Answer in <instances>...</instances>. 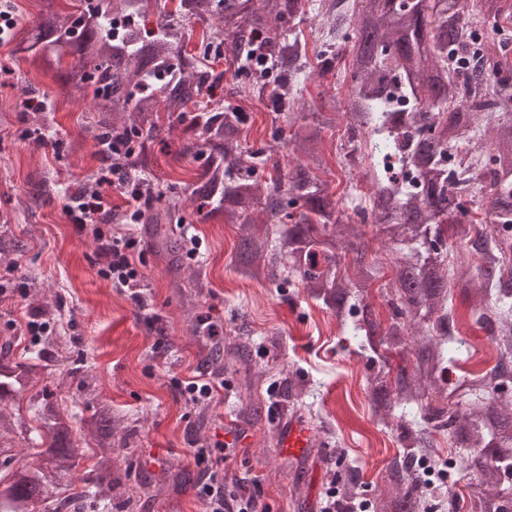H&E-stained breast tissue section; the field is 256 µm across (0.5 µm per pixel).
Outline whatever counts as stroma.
<instances>
[{
	"instance_id": "1",
	"label": "stroma",
	"mask_w": 512,
	"mask_h": 512,
	"mask_svg": "<svg viewBox=\"0 0 512 512\" xmlns=\"http://www.w3.org/2000/svg\"><path fill=\"white\" fill-rule=\"evenodd\" d=\"M12 83L0 86V224H7L23 247L15 267L0 261V341L13 337L16 358L36 357L26 330L43 304L61 309L65 344L48 357L47 384L64 405L89 417L96 403L107 402L134 428L118 464L130 471L112 512H205L198 496L202 478L193 451L227 445L224 492L248 489L264 512H323L337 471L358 476V512L386 489V468L400 452L397 431L374 418L367 393L370 361L358 337L339 328L322 305L303 288L279 289L238 273L233 265L238 225L221 220L202 223L184 210V238L200 249L183 259L180 272L148 239L144 225L127 226V196L114 186L103 189L112 214L113 233L132 232L144 254L142 303L103 278L95 234L72 224L69 210L92 175L106 163L87 127L92 115L82 98L60 93L48 77L31 80L29 64L12 57L0 42V67ZM224 58L215 70L224 79L214 91L220 106L240 107L249 117L250 148L269 147L277 129L270 110L248 94H235L236 80ZM33 91L19 95L22 86ZM44 133V144L33 136ZM328 167L321 178L343 204L368 196L361 173L343 161L344 123L325 133ZM45 177L47 196L32 182ZM42 287L32 296L30 283ZM248 346L251 364L264 374L254 396L264 406L261 418L245 421L234 368L217 373L220 389L212 403H194L182 383L197 375L204 353L230 342ZM303 388L297 405L288 401L289 381ZM299 415L312 426V445L302 456H283L277 446L279 423ZM441 466L433 482L447 477L458 493L452 512H469L464 480L451 472L458 456L447 433L435 435Z\"/></svg>"
}]
</instances>
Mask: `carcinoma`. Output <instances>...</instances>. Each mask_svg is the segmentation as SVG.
<instances>
[{
	"label": "carcinoma",
	"instance_id": "cac0c4a2",
	"mask_svg": "<svg viewBox=\"0 0 512 512\" xmlns=\"http://www.w3.org/2000/svg\"><path fill=\"white\" fill-rule=\"evenodd\" d=\"M95 0L62 14L56 0H35V19L14 29L13 54L61 87L90 99L93 139L109 144L111 163L150 169L153 145L178 122L184 137L177 157L198 163L188 195L166 197L159 183L144 185L141 223L155 247L181 268L180 234L185 203L201 221L222 217L241 226L233 262L244 277L278 288L302 285L339 322L365 337L362 349L379 361L370 377L372 411L396 422L402 452L387 468L385 493L373 512H436L421 463L436 456L434 433L448 431L466 453L457 469L475 488L470 512H512V61L499 44L481 41L485 19L511 21L503 0ZM324 22L316 64L308 62L300 23L306 12ZM122 19L124 26L115 27ZM200 25V44L210 50L224 36V52L248 81L236 87L288 117L280 138L293 164H272L267 179L255 174L266 149L243 146L247 116L233 107H210L212 86L224 74L201 66L184 50L179 21ZM354 31L345 61L346 96L320 98L314 112L300 106L302 78L326 79L342 62L341 43ZM74 61L63 67L66 58ZM410 99L408 112L386 106L391 83ZM346 123L350 167H365L372 188L370 210L349 214L319 172L327 167L323 131ZM465 147H459V143ZM412 164L411 183L398 168ZM484 192V217L466 198ZM357 216L359 221L352 220ZM393 249V274L385 283L387 321L369 299L375 269L364 250L365 226ZM355 254L353 273L341 269ZM466 305L456 313L454 297ZM489 336L494 366L462 377L474 399L447 390L448 354L469 351L463 327ZM398 356L393 364L390 357ZM237 365L248 395L244 419L261 416L251 398L261 375L250 367L248 347L224 352ZM38 364L18 360L11 341L0 345V512H98L112 504L123 475L112 470V452L127 446L131 429L102 402L85 423L98 460L83 488L63 499L78 457L75 416L48 395L35 396L37 435L29 436L18 403L36 383ZM34 444L36 462L23 463L15 441ZM341 505L357 498L349 473L339 484Z\"/></svg>",
	"mask_w": 512,
	"mask_h": 512
}]
</instances>
